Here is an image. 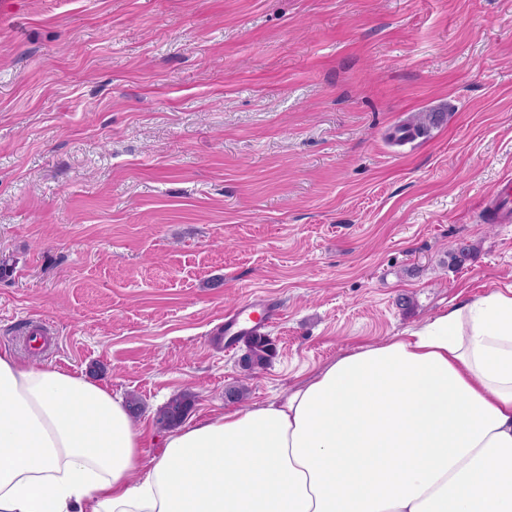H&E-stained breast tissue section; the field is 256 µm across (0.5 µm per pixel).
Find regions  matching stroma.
Segmentation results:
<instances>
[{
	"instance_id": "1",
	"label": "stroma",
	"mask_w": 512,
	"mask_h": 512,
	"mask_svg": "<svg viewBox=\"0 0 512 512\" xmlns=\"http://www.w3.org/2000/svg\"><path fill=\"white\" fill-rule=\"evenodd\" d=\"M510 172L512 0H0V346L159 437L184 392L192 423L287 398L512 290ZM257 296L283 315L246 371L217 329ZM442 119V114L427 113L413 115L406 124L398 128L397 133H401L397 137L400 143L414 140L425 135L429 129ZM500 186L502 189L494 197L488 200L490 207L487 211L490 212L491 219L495 223L499 224H511L512 223V209H510L505 203V200L512 195V179L510 177L505 178ZM194 404L191 393H183L172 398L160 411L158 422L171 428L181 424L188 416Z\"/></svg>"
}]
</instances>
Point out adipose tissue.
<instances>
[{"mask_svg": "<svg viewBox=\"0 0 512 512\" xmlns=\"http://www.w3.org/2000/svg\"><path fill=\"white\" fill-rule=\"evenodd\" d=\"M152 442L107 385L0 347V512H512V293Z\"/></svg>", "mask_w": 512, "mask_h": 512, "instance_id": "adipose-tissue-1", "label": "adipose tissue"}]
</instances>
